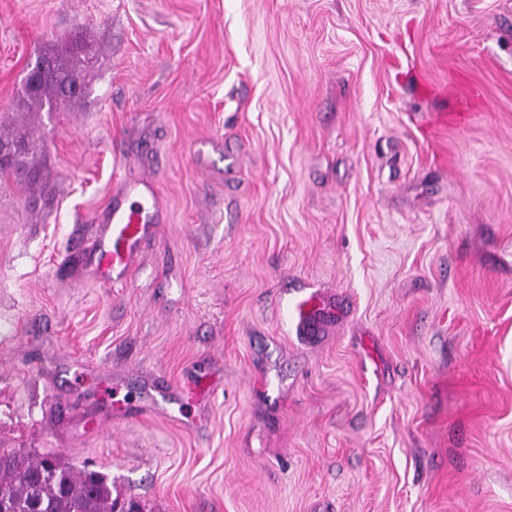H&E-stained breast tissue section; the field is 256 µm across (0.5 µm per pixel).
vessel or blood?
<instances>
[{
    "label": "vessel or blood",
    "mask_w": 512,
    "mask_h": 512,
    "mask_svg": "<svg viewBox=\"0 0 512 512\" xmlns=\"http://www.w3.org/2000/svg\"><path fill=\"white\" fill-rule=\"evenodd\" d=\"M140 201L128 204L113 198L107 223L98 235L96 273L100 279L119 283L132 270L143 243L155 239L158 208L148 202L155 196L153 184L140 187ZM318 301L316 292L289 298L290 323L297 335L312 332L313 309Z\"/></svg>",
    "instance_id": "b4317fda"
}]
</instances>
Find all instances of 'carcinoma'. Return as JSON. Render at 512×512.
<instances>
[{"mask_svg":"<svg viewBox=\"0 0 512 512\" xmlns=\"http://www.w3.org/2000/svg\"><path fill=\"white\" fill-rule=\"evenodd\" d=\"M49 62L37 85L19 94L17 107L64 109L79 100L89 85L90 73L82 62L93 59L81 40L61 51L43 50ZM0 148L8 157L0 162V184H13L26 198L35 197L41 167L27 126L0 116ZM0 512H144L132 498L112 497L106 474L78 468L58 453L37 458L0 448Z\"/></svg>","mask_w":512,"mask_h":512,"instance_id":"carcinoma-1","label":"carcinoma"}]
</instances>
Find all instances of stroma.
Segmentation results:
<instances>
[{
	"mask_svg": "<svg viewBox=\"0 0 512 512\" xmlns=\"http://www.w3.org/2000/svg\"><path fill=\"white\" fill-rule=\"evenodd\" d=\"M78 36L86 96L18 111ZM2 112L44 179L0 186V448L145 512H512V0H0ZM146 177L158 239L79 278ZM189 377L204 430L110 419ZM318 300V294L314 291L304 296H296L288 299V310L291 315L290 323L299 336H307L312 332L313 308Z\"/></svg>",
	"mask_w": 512,
	"mask_h": 512,
	"instance_id": "1",
	"label": "stroma"
}]
</instances>
